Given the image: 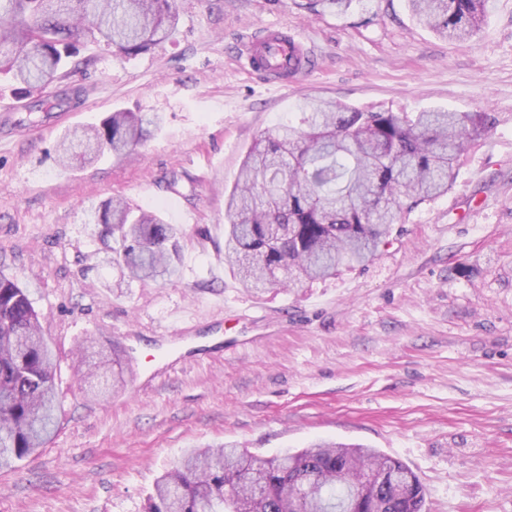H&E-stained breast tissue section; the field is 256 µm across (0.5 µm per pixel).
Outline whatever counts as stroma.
Returning a JSON list of instances; mask_svg holds the SVG:
<instances>
[{"label":"stroma","instance_id":"35a3bbf8","mask_svg":"<svg viewBox=\"0 0 512 512\" xmlns=\"http://www.w3.org/2000/svg\"><path fill=\"white\" fill-rule=\"evenodd\" d=\"M303 2L180 0L173 35L147 52L82 47L70 111L28 114L0 76V260L43 316L60 398L52 440L0 471V512H146L189 449L269 456L318 439L401 461L425 512H512V0H488L457 42L407 0L316 15ZM278 26L317 56L285 88L239 51ZM307 98L496 123L367 266L252 292L224 259V191ZM118 109L163 124L124 158L59 166L66 129ZM112 197L183 227L176 279L131 282L105 262L85 209ZM100 349L124 383L96 402L72 365Z\"/></svg>","mask_w":512,"mask_h":512}]
</instances>
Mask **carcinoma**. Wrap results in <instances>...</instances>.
Returning a JSON list of instances; mask_svg holds the SVG:
<instances>
[{"mask_svg": "<svg viewBox=\"0 0 512 512\" xmlns=\"http://www.w3.org/2000/svg\"><path fill=\"white\" fill-rule=\"evenodd\" d=\"M442 38H473L486 0H408ZM177 0H0V74L32 98L29 113L79 104L84 88L42 97L89 64L80 47L103 42L136 55L169 39ZM163 118L117 110L100 125L66 131L62 162H93L136 147ZM494 125L487 112H395L383 105L305 102L297 121L256 139L225 195L224 255L246 288H292L370 262L392 224L448 192L462 154ZM88 224L116 247L106 261L132 280H172L182 230L154 213L110 200ZM55 356L27 289L0 268V470L44 447L57 429ZM103 358L83 377L108 385ZM367 470L386 474L369 488ZM368 512H423L424 488L402 462L362 445L316 441L270 457L224 445L189 451L157 480L148 512H336L346 496Z\"/></svg>", "mask_w": 512, "mask_h": 512, "instance_id": "1", "label": "carcinoma"}]
</instances>
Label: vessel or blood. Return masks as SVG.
I'll list each match as a JSON object with an SVG mask.
<instances>
[{
  "label": "vessel or blood",
  "instance_id": "b4317fda",
  "mask_svg": "<svg viewBox=\"0 0 512 512\" xmlns=\"http://www.w3.org/2000/svg\"><path fill=\"white\" fill-rule=\"evenodd\" d=\"M247 66L269 82L287 85L289 79L310 73L315 64L313 51L287 28L267 29L246 49Z\"/></svg>",
  "mask_w": 512,
  "mask_h": 512
}]
</instances>
